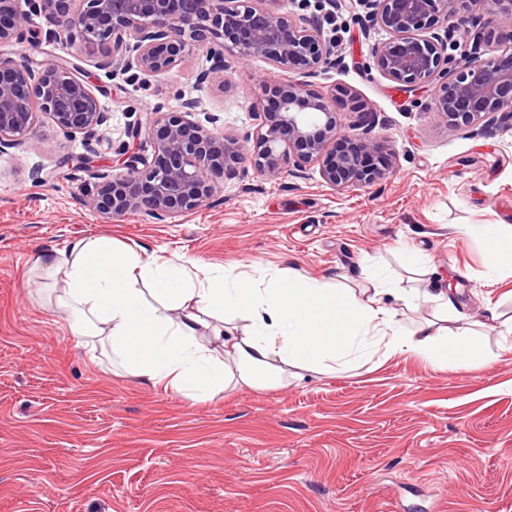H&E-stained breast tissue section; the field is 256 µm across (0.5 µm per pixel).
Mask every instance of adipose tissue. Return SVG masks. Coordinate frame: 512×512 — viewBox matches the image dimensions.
<instances>
[{
	"label": "adipose tissue",
	"instance_id": "ef3b65f1",
	"mask_svg": "<svg viewBox=\"0 0 512 512\" xmlns=\"http://www.w3.org/2000/svg\"><path fill=\"white\" fill-rule=\"evenodd\" d=\"M34 268L61 281L55 304L76 339H104L130 375L192 402L398 354L437 368L492 358L476 330L406 327L398 310L410 307L409 293L377 277L358 292L294 272L263 283L162 257L145 262L108 238L40 252ZM238 316L247 321L240 333L229 327Z\"/></svg>",
	"mask_w": 512,
	"mask_h": 512
}]
</instances>
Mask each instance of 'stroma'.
<instances>
[{
    "instance_id": "obj_1",
    "label": "stroma",
    "mask_w": 512,
    "mask_h": 512,
    "mask_svg": "<svg viewBox=\"0 0 512 512\" xmlns=\"http://www.w3.org/2000/svg\"><path fill=\"white\" fill-rule=\"evenodd\" d=\"M273 7L340 28L339 65L310 85L346 91L338 133L374 113L391 160L385 179L338 189L316 163L277 178L248 168L197 210L105 221L84 202L88 173L63 156L91 147L104 172H120L115 147L137 114L180 110L195 94L190 120L212 113L217 133H253L262 82L277 70L258 59L214 74L196 49L143 88L113 74L104 53L46 41L56 23L45 12L0 45L17 60L66 58L86 70L109 116L90 142L64 138L40 112L24 145L0 150V512H512V348L497 331L485 335L495 358L478 369L396 356L193 404L115 374L109 347L77 344L54 291L31 275L35 250L105 236L146 260L246 278L288 269L356 289L383 273L414 290L412 322L437 314L427 296L444 288L452 331L492 309L512 317V268L492 266L478 233L491 226L512 239V129L449 132L432 110L434 86L406 93L367 71L385 33L363 30L357 0Z\"/></svg>"
}]
</instances>
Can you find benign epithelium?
<instances>
[{
	"label": "benign epithelium",
	"mask_w": 512,
	"mask_h": 512,
	"mask_svg": "<svg viewBox=\"0 0 512 512\" xmlns=\"http://www.w3.org/2000/svg\"><path fill=\"white\" fill-rule=\"evenodd\" d=\"M64 30L46 32L50 41L77 40L86 49H112V64L130 80L170 68L193 48L206 50L212 70L263 59L274 69L300 70L266 87L267 105L254 136L218 134L181 112L156 106L146 120L127 126L129 141L118 146L125 172L97 173L86 188V204L106 220L139 211L156 220L192 211L217 185L237 178L249 163L257 174L276 178L315 162L324 181L347 188L384 177L379 160L384 143L373 134L375 120L362 113L357 132L336 148V112L305 79L336 66L334 48L312 21L297 22L262 0H81ZM364 21L388 38L370 50L369 67L403 91L438 82L434 111L456 132L477 125L512 127V29L499 31L504 46L486 55L478 18L460 14L461 0H360ZM46 10V0H0V43L19 38L26 21ZM465 50L455 48L456 36ZM66 138L91 135L107 121L87 76L63 58L50 64L18 63L0 56V150L24 143L35 127L34 103ZM153 142L142 155L137 143ZM253 142V148L247 143ZM62 164L91 170L94 154H69Z\"/></svg>",
	"instance_id": "benign-epithelium-1"
}]
</instances>
